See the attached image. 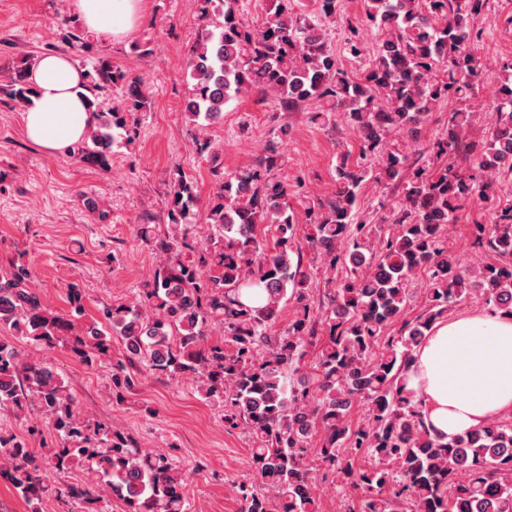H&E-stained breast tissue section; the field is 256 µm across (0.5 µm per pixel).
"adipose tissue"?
<instances>
[{
	"mask_svg": "<svg viewBox=\"0 0 512 512\" xmlns=\"http://www.w3.org/2000/svg\"><path fill=\"white\" fill-rule=\"evenodd\" d=\"M87 31L117 41L141 21L143 0H72ZM35 95L22 115L26 136L47 153L85 139L95 116L84 70L67 54L39 56ZM406 388L427 427L446 437L512 413V317L491 310L437 321L413 354Z\"/></svg>",
	"mask_w": 512,
	"mask_h": 512,
	"instance_id": "adipose-tissue-1",
	"label": "adipose tissue"
}]
</instances>
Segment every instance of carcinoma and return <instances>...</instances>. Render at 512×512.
Here are the masks:
<instances>
[{"mask_svg": "<svg viewBox=\"0 0 512 512\" xmlns=\"http://www.w3.org/2000/svg\"><path fill=\"white\" fill-rule=\"evenodd\" d=\"M198 2L203 27L187 52L191 88L184 108L194 126L206 128L227 102L259 89L283 109L316 104L311 120L320 125L335 112L346 113L362 139L360 160L341 159L326 199L270 180L282 161L276 141L231 177L213 166L206 221L218 237L201 245L190 236L195 187L184 175L174 176L167 218L179 233L156 242L165 262L142 288L152 313L138 304L99 311L127 351V360L112 367V384L132 388L137 362L189 375L206 397L224 403L225 427L251 428L255 475L276 498L239 484L241 512H314L317 473L323 480L349 478L360 512H512V415L450 438L434 435L403 382L413 352L451 308L479 296L489 309L512 316V207L473 222L477 244L495 258L475 271L448 247L447 234L473 195L487 198L496 180L512 175V164L502 163L512 155V63L503 66L497 84L488 138H469L472 112L459 107L448 111L447 131L433 144L448 165L412 169L405 153L388 147L393 134L409 147L417 143L435 103L474 98L482 67L471 51L473 20L486 0H366L379 43L374 60L354 77L327 48L321 24L293 14L289 0H270L260 32L241 21L238 0ZM349 33L344 50L359 58V30L351 26ZM29 70L18 67L8 81V96L21 104L33 96ZM86 77L92 93L126 85L121 107L96 110L90 143L77 148L82 161L106 168L115 131L127 130V117L142 109L146 90L105 59ZM369 180L402 187L383 225L357 220L358 193ZM294 199L308 217L314 258L328 262L333 273L319 298L295 251ZM186 249L196 255L190 263L181 259ZM29 278L23 265L0 278V325L44 347L62 343L85 363L109 351L98 325L81 324L78 286L68 288L71 310L57 314L26 286ZM418 278L425 283L421 310L401 321L408 286ZM252 288L263 296L259 305L244 301ZM289 302L293 317L276 333ZM215 320L224 337L208 345ZM398 320L395 334L386 335ZM317 343L314 374L298 388L288 385V375L303 367L306 345ZM356 404L368 412L361 425L349 421ZM33 406L59 437L53 468L84 461L128 512H187L185 479L166 456L145 452L117 429L78 420L53 367L21 359L14 344L0 338V408ZM313 434L316 449L310 448ZM361 453L372 465L356 471ZM45 465L23 438L0 432V478L26 502L52 490L60 500L79 501L83 512L96 510L97 489L53 488L43 477Z\"/></svg>", "mask_w": 512, "mask_h": 512, "instance_id": "1", "label": "carcinoma"}]
</instances>
